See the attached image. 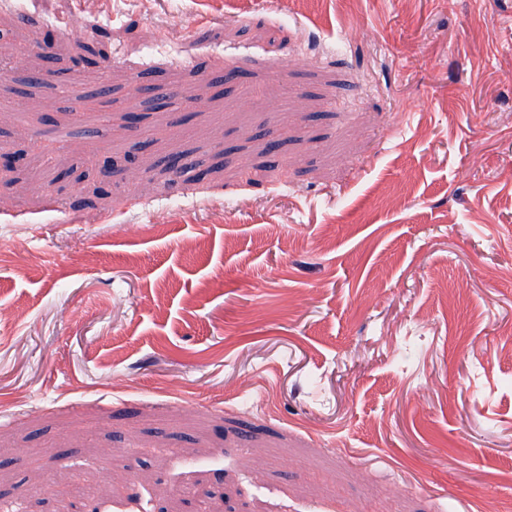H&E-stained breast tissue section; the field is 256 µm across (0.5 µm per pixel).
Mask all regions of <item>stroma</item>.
<instances>
[{"instance_id":"stroma-1","label":"stroma","mask_w":512,"mask_h":512,"mask_svg":"<svg viewBox=\"0 0 512 512\" xmlns=\"http://www.w3.org/2000/svg\"><path fill=\"white\" fill-rule=\"evenodd\" d=\"M1 155L0 503L512 505V0H0Z\"/></svg>"}]
</instances>
